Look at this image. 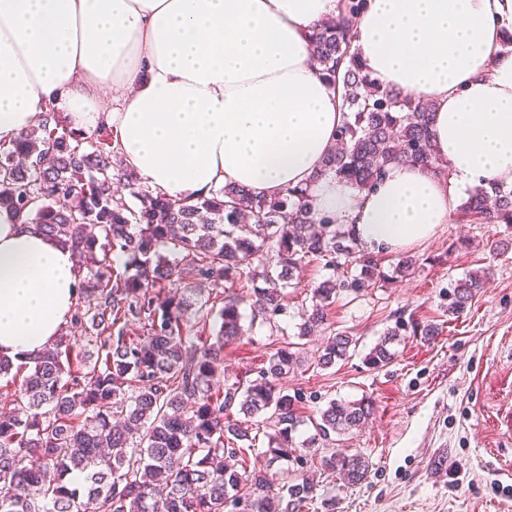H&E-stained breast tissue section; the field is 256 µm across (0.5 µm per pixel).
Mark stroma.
<instances>
[{
  "label": "stroma",
  "instance_id": "1",
  "mask_svg": "<svg viewBox=\"0 0 512 512\" xmlns=\"http://www.w3.org/2000/svg\"><path fill=\"white\" fill-rule=\"evenodd\" d=\"M406 253L413 269L397 273L398 254H381L375 288L337 296L325 329L305 337L301 315L328 271L319 260L303 265L286 312L225 345L219 381L249 383L276 348L299 341L307 364L282 381L303 396L308 422L298 439L313 435L310 420L329 401L372 402L365 424L280 464L279 475L312 484L308 512H512V226L458 216ZM477 270L489 274L485 288L463 313L449 314L450 283ZM399 318L441 333L406 335L392 363L368 369L364 354ZM338 332L357 339L354 355L327 370L313 366ZM339 448L368 459L365 481L350 485L325 470L322 457Z\"/></svg>",
  "mask_w": 512,
  "mask_h": 512
}]
</instances>
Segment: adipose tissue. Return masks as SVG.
Masks as SVG:
<instances>
[{"label": "adipose tissue", "mask_w": 512, "mask_h": 512, "mask_svg": "<svg viewBox=\"0 0 512 512\" xmlns=\"http://www.w3.org/2000/svg\"><path fill=\"white\" fill-rule=\"evenodd\" d=\"M341 0H0V143L46 100L85 133L111 126L150 192L309 186L364 250L451 223L464 190L512 186V0H366L353 49L379 84L434 105L447 173L394 164L372 189L320 175L348 114L310 49ZM74 251L0 208V356L52 346L77 302Z\"/></svg>", "instance_id": "adipose-tissue-1"}]
</instances>
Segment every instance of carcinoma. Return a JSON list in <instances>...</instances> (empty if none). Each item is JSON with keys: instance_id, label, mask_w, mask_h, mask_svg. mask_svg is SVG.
Here are the masks:
<instances>
[{"instance_id": "cac0c4a2", "label": "carcinoma", "mask_w": 512, "mask_h": 512, "mask_svg": "<svg viewBox=\"0 0 512 512\" xmlns=\"http://www.w3.org/2000/svg\"><path fill=\"white\" fill-rule=\"evenodd\" d=\"M366 0H345L342 13L316 26L311 42L331 90L341 85L348 121L337 133L322 176L372 188L393 164L446 168L430 133L432 103L383 87L352 50L353 26ZM42 123L0 149V208L20 222L37 224L74 251L85 269L70 322L94 346V359L72 353L59 337L41 355L21 364L0 357V379L15 385L13 408L0 411V512H302L313 499L304 483L277 481L268 469L249 470L253 447L247 423L269 415L274 433L271 462L288 458L304 424L299 397L282 380L304 365L301 347L276 349L246 388L216 389L224 345L243 337L241 306L270 321L284 310L294 272L323 260L332 270L312 289L300 335L325 326L341 294L360 295L380 276L376 256L359 247L335 221L310 217L308 190L287 189L267 198L243 187L221 186L191 202L140 188L121 167L112 136L92 141L46 103ZM123 185L140 206L133 209L114 186ZM463 215L512 225V188H476ZM172 247L187 268L220 287L251 284L245 297L224 292L222 306L191 288L178 289L182 268L170 263ZM273 252L276 262L252 266ZM123 260L114 272L111 256ZM353 263L359 273L341 269ZM485 287L472 274L453 285L448 313L463 311ZM142 324L131 335L129 319ZM219 325L213 336L184 335L187 323ZM405 327L386 329L364 356L379 370L389 365ZM353 337H329L316 365L322 370L351 357ZM370 401L329 403L319 410L313 448L364 424ZM322 464L348 483L360 484L369 463L361 453L332 452ZM82 475L78 482L72 474Z\"/></svg>"}]
</instances>
